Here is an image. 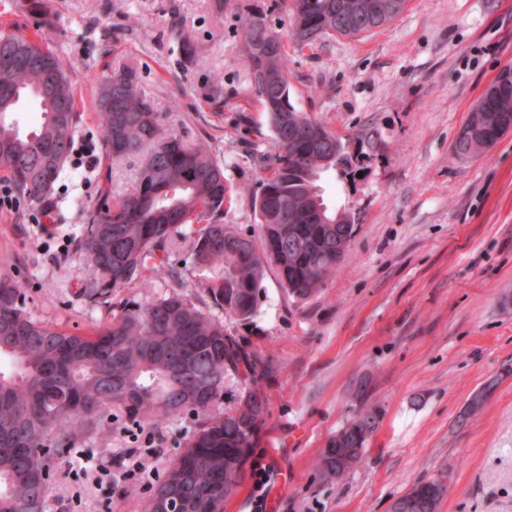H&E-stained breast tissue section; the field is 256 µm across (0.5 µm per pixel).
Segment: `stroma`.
Returning a JSON list of instances; mask_svg holds the SVG:
<instances>
[{"mask_svg":"<svg viewBox=\"0 0 512 512\" xmlns=\"http://www.w3.org/2000/svg\"><path fill=\"white\" fill-rule=\"evenodd\" d=\"M274 0H0V29L41 35L67 69L85 118L74 147L99 145L94 124L102 72L135 68L162 122L209 147L234 197L225 223L258 231L252 197L273 145L244 64L243 21ZM191 41L197 66L181 64ZM290 101L341 137L379 129L383 154L360 175L328 171L325 203L354 215L341 266L307 299L267 277L249 325L225 327L270 365L258 391L268 413L224 512H391L421 479L443 480L439 512H512V131L462 156L456 137L498 76L512 71V0H409L362 37L287 41ZM98 170L70 162L55 220L21 199L0 212V274L27 289L37 320L82 333L111 319L81 290L94 276L77 240ZM498 384L465 423L457 417L490 378ZM371 387L380 425L345 480L317 461ZM133 439L103 416L78 447L112 470L72 468L46 512H145V486L122 480L113 456Z\"/></svg>","mask_w":512,"mask_h":512,"instance_id":"35a3bbf8","label":"stroma"}]
</instances>
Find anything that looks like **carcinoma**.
I'll list each match as a JSON object with an SVG mask.
<instances>
[{"instance_id": "1", "label": "carcinoma", "mask_w": 512, "mask_h": 512, "mask_svg": "<svg viewBox=\"0 0 512 512\" xmlns=\"http://www.w3.org/2000/svg\"><path fill=\"white\" fill-rule=\"evenodd\" d=\"M292 22L282 32L266 17L243 25L246 64L273 130L274 152L253 196L258 232L247 235L224 223L233 187L224 166L206 146L162 128L153 103L141 92L137 71L124 68L100 76L98 131L105 146L104 180L85 212L81 252L95 276L87 301L112 305L131 282L153 279L177 284L160 296L116 305L112 319L72 334L34 319L24 286L0 277V512H45L56 462L78 434L95 430L98 419L117 411L130 427L158 425L179 416L191 430L152 487L146 512H165L171 494L182 512H224V501L240 486L244 466L267 414V402L252 387L268 373L262 356L186 294L183 275L209 274L211 305L243 324L252 322L263 283L272 273L289 294H317L336 273L354 233L351 213L330 210L317 185L330 169L352 171L385 145L377 130L344 143L321 122L295 108L289 98L283 41L307 42L326 34L356 37L336 17V0H292ZM276 43L270 57L258 48ZM56 71L57 94L70 104L55 111L42 92ZM34 99L43 121L20 134L17 104ZM69 76L57 54L42 42L0 31V167L16 189L38 203L51 201L82 124ZM512 130V72L491 83L461 128L456 150L464 155L481 139L497 142ZM138 155L133 186L112 196V162ZM240 380L235 403L223 406L224 384ZM380 423V410L364 406L328 442L318 470L344 479L360 461ZM444 486L421 479L400 496L403 512H438Z\"/></svg>"}]
</instances>
